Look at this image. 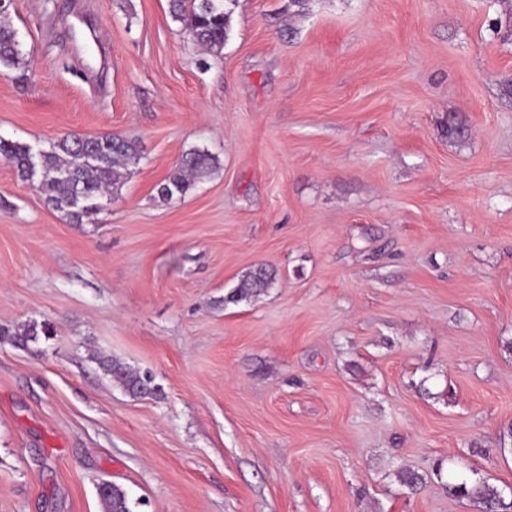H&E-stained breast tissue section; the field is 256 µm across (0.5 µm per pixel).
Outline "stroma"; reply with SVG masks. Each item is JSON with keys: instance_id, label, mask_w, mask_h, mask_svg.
Returning a JSON list of instances; mask_svg holds the SVG:
<instances>
[{"instance_id": "obj_1", "label": "stroma", "mask_w": 512, "mask_h": 512, "mask_svg": "<svg viewBox=\"0 0 512 512\" xmlns=\"http://www.w3.org/2000/svg\"><path fill=\"white\" fill-rule=\"evenodd\" d=\"M9 11L0 138L143 157L82 224L0 161V327L55 331L0 340V512H102L103 480L135 512L512 498V0H236L218 59L169 0ZM193 148L219 170L159 201ZM260 265L271 288L225 303ZM17 37L11 14L0 12V67L12 70L26 65L25 54ZM0 336H10L14 343L24 345L27 340H33L40 336H51V331L46 323L31 321L15 327L12 332L0 329ZM93 359L105 375L119 382L128 392L141 395L145 393L153 394L156 391V387L150 384V376L148 374H141L139 371L127 367L118 360L99 353L93 354ZM448 490L455 496L471 501L478 508V512L512 511V500L507 501L503 493L486 480L479 479L471 484L448 483Z\"/></svg>"}]
</instances>
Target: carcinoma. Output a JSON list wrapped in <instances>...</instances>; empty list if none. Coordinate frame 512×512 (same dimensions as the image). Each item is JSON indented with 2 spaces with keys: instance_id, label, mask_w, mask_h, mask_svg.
<instances>
[{
  "instance_id": "cac0c4a2",
  "label": "carcinoma",
  "mask_w": 512,
  "mask_h": 512,
  "mask_svg": "<svg viewBox=\"0 0 512 512\" xmlns=\"http://www.w3.org/2000/svg\"><path fill=\"white\" fill-rule=\"evenodd\" d=\"M236 0H172L173 17L185 24L193 41L212 57L220 58L228 37ZM26 65L25 54L17 41L11 14L0 12V67L20 69ZM142 157L140 139L121 134L92 137L63 136L47 149L34 150L26 143L0 138V160L15 168L18 176L33 184L48 206L60 212L71 224H82L102 206V200L117 194L131 175L130 167ZM217 158L207 150L191 149L157 187L163 202L182 199L197 183L215 173ZM275 280L274 272L260 266L249 272L239 288L224 297V303L258 296ZM51 335L45 323L31 321L10 332L0 329V336L25 344L40 336ZM105 375L119 382L128 392L152 394L156 387L149 375L133 370L116 359L99 353L93 355ZM451 494L471 501L478 512H512V500L485 480L471 484L450 483ZM104 512H133L127 493L113 484L98 492Z\"/></svg>"
}]
</instances>
